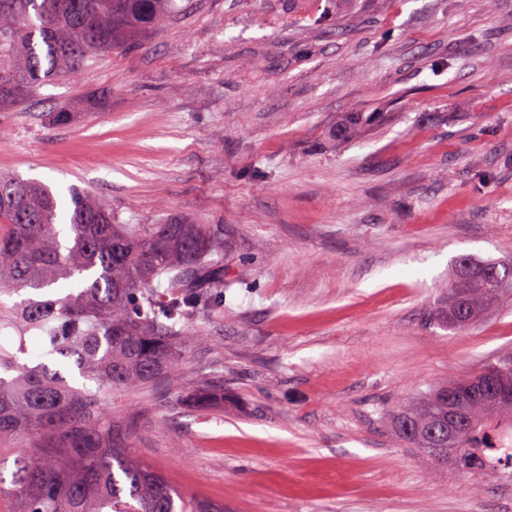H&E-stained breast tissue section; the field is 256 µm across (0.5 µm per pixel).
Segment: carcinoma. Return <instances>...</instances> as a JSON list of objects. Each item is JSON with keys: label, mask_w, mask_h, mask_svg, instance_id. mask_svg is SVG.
Wrapping results in <instances>:
<instances>
[{"label": "carcinoma", "mask_w": 512, "mask_h": 512, "mask_svg": "<svg viewBox=\"0 0 512 512\" xmlns=\"http://www.w3.org/2000/svg\"><path fill=\"white\" fill-rule=\"evenodd\" d=\"M172 0H0V110L22 105L46 80L79 75L93 54L143 37L171 16ZM375 113L350 112L336 136L355 139ZM59 209L44 185L0 173V296L64 293L8 304L0 331L44 329L30 352L0 345V449L14 452L7 512H224L176 497L165 479L112 441L103 411L112 390L150 384L179 370L184 352L204 339L191 325L224 288L218 224H119L92 195L71 194ZM498 262L458 266L434 317L452 329L473 325L502 285ZM76 369L95 389L69 384ZM512 378V358L484 367ZM482 372V373H484ZM477 373L444 383L390 417L394 435L436 465L467 474L491 470L495 431L512 424V402L468 396ZM464 401L467 421L448 451L424 433L448 418V392Z\"/></svg>", "instance_id": "carcinoma-1"}]
</instances>
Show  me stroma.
I'll list each match as a JSON object with an SVG mask.
<instances>
[{
	"instance_id": "1",
	"label": "stroma",
	"mask_w": 512,
	"mask_h": 512,
	"mask_svg": "<svg viewBox=\"0 0 512 512\" xmlns=\"http://www.w3.org/2000/svg\"><path fill=\"white\" fill-rule=\"evenodd\" d=\"M173 5L0 112V173L234 230L204 341L180 378L113 391L114 440L224 512H512L499 474L387 425L512 356V286L466 329L432 319L460 258L512 260V0ZM347 112L379 119L340 141ZM202 387L214 405L188 403Z\"/></svg>"
}]
</instances>
